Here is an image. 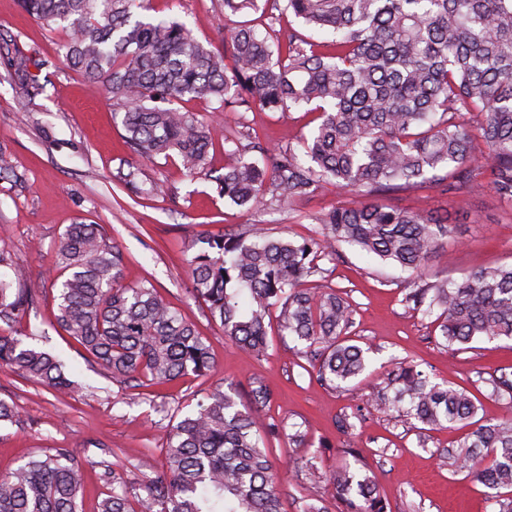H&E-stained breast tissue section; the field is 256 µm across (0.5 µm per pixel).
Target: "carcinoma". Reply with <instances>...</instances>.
I'll return each mask as SVG.
<instances>
[{
    "mask_svg": "<svg viewBox=\"0 0 512 512\" xmlns=\"http://www.w3.org/2000/svg\"><path fill=\"white\" fill-rule=\"evenodd\" d=\"M21 10L62 29L68 67L104 84L138 159L176 155L184 172L207 170L224 142L219 191L232 204L260 210L292 203L324 185L384 193L434 184L455 193L489 185L512 206V0H224V16L261 12L269 32L244 21L228 32L230 53L208 48L177 19L150 14L151 0H19ZM302 29L325 33L317 41ZM14 83L27 97L43 86L14 38L0 37ZM205 99L218 112H271L314 105L319 123L297 145L264 147L254 135L247 156L231 133L217 131L177 103ZM138 170L119 180L135 192ZM271 194L272 200L266 199ZM322 231L302 241L274 237L258 224L206 240L187 264L192 293L224 335L267 353L270 313L276 328L303 345L300 354L320 383L340 388L366 368L349 338L352 307L333 288L312 291L341 244L421 279L448 239V220L375 202L338 205L319 218ZM124 255L99 224H71L55 253L56 322L112 379L164 385L208 376L214 361L195 325L177 314L148 281L123 282ZM0 363L50 393L76 391L62 362L26 347L17 319L35 297L10 251L0 249ZM405 301L436 316L446 346L512 339V265L480 269L411 289ZM490 396L512 401V372L486 381ZM394 396H389V392ZM217 385L166 437V466L128 485L98 462L112 489L96 512H283L268 452L286 425H258L255 411ZM427 430L474 426L445 450L448 466L493 490L512 489V416L483 420L463 388L435 383L411 360L383 375L371 400ZM341 512H387L370 477L344 463L328 476ZM83 465L70 448H47L0 478V512H79Z\"/></svg>",
    "mask_w": 512,
    "mask_h": 512,
    "instance_id": "1",
    "label": "carcinoma"
}]
</instances>
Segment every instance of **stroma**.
<instances>
[{
  "label": "stroma",
  "mask_w": 512,
  "mask_h": 512,
  "mask_svg": "<svg viewBox=\"0 0 512 512\" xmlns=\"http://www.w3.org/2000/svg\"><path fill=\"white\" fill-rule=\"evenodd\" d=\"M153 7L157 14L184 20L201 43L225 48L223 0H154ZM0 35L14 36L20 49L37 60L55 57L63 38L61 31L24 14L17 0H0ZM37 76L45 92L31 100L12 86L0 64V148L10 153L19 175L15 182L0 181V248L24 266L25 285L37 297L19 330L35 333L37 347L58 355L80 391L58 398L0 365V398L14 403L20 417L19 425L0 426V476L40 449H73L84 464L81 512H94L98 495L106 490L100 461L110 462L127 482L138 481L141 460L161 467L168 425L192 410L203 392L224 382L246 403L261 384L271 393L262 420L303 425L311 442L307 448H292L284 437L270 440L284 512H297L309 496L318 498L327 512H340L327 477L348 462L351 448L366 464L387 512H494L491 490L468 473L452 472L441 454L455 445L462 429L430 431L422 448L415 420L383 415L369 400L381 377L409 356L435 382L471 391L481 400L485 418L512 413V404L490 399L485 383L500 370L512 371L511 339L442 346L436 322L404 300L408 273L343 245L336 261L321 260L327 274L313 277L311 285L345 292L352 305V334L368 350L366 369L352 391L320 384L291 338L273 336L265 357L238 347L211 320L206 305L190 294L187 260L202 238L237 234L251 224L278 236L309 237L319 230V217L351 201V194L327 185L285 207H237L224 200L214 181L224 172L223 146L212 152L209 168L193 177L175 157L135 162L102 84L86 81L62 63L39 69ZM242 119L262 144L272 147L296 142L317 123L316 113L301 108L250 112ZM132 163L138 165L143 185L160 184L162 193L130 195L117 174ZM383 201L449 218L453 237L431 257L430 274L454 283L482 267L512 264V207L491 189L452 194L427 184L387 194ZM76 222L103 225L125 255V284L152 281L197 327L215 360L212 375L163 386L122 385L55 329L58 289L51 268L63 233ZM346 415L355 421L343 431L337 422Z\"/></svg>",
  "instance_id": "obj_1"
}]
</instances>
